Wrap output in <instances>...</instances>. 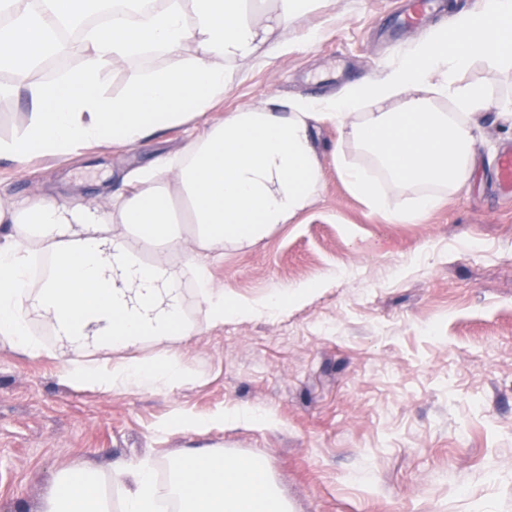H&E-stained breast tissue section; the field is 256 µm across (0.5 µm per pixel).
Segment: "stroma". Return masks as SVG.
<instances>
[{"mask_svg": "<svg viewBox=\"0 0 512 512\" xmlns=\"http://www.w3.org/2000/svg\"><path fill=\"white\" fill-rule=\"evenodd\" d=\"M405 4L323 0L233 64L223 98L195 125L136 148L90 145L22 166L0 158V196H83L111 212L113 196L131 191L130 169L175 153L225 113L329 97L381 75L423 34L391 32ZM169 62L139 57L105 72L101 87L123 95ZM458 81L489 97L468 185L411 223H385L350 193L332 151L360 164L367 156L320 124L313 205L254 245L201 260L212 284L243 302L318 289L275 316L214 328L205 294L184 279L193 331L170 351L193 383L104 390L68 378L56 340L35 355L0 343V512H40L58 477L87 471L120 512L113 468L125 462L152 467L159 496L170 497L185 448L260 459L292 512H512V193L496 179L512 127L495 119L512 71L479 62ZM28 104L23 90L0 97V139L23 133Z\"/></svg>", "mask_w": 512, "mask_h": 512, "instance_id": "35a3bbf8", "label": "stroma"}]
</instances>
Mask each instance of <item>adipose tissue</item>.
<instances>
[{"label":"adipose tissue","mask_w":512,"mask_h":512,"mask_svg":"<svg viewBox=\"0 0 512 512\" xmlns=\"http://www.w3.org/2000/svg\"><path fill=\"white\" fill-rule=\"evenodd\" d=\"M93 0H46L40 11H18L0 24V71L17 84L41 60L65 52L58 23L78 18ZM313 0H170L152 10H116L107 30L85 42L82 67L31 92L32 111L21 139L0 140V157L25 164L32 154L58 156L117 140L139 146L153 133L202 119L223 97L228 65L252 57ZM195 42L186 57L182 48ZM161 52L168 66L142 74L114 97L100 87L109 67ZM512 68V0H484L477 13L431 26L411 52L378 77L348 84L319 100L245 107L190 138L176 157H159L131 171L137 192L118 196L111 215L89 204L38 197L19 207L0 198V342L35 354L26 331L37 315L72 352L68 376L108 390L164 373L189 375L176 356L152 366L124 359L111 370L84 364L88 343L115 350L149 338L171 344L187 335L181 270L166 250L193 261L200 251L252 245L314 203L321 187L316 127L336 122L369 158L340 161L350 191L389 224H407L434 207L439 192L473 175L472 117L487 101L479 84H457L475 62ZM451 110H442L444 102ZM396 185L419 188L414 206H391L373 170ZM309 286L270 296L263 304L234 302L210 286L207 322L248 319L282 310L312 294ZM173 493L180 512H290L264 463L236 454L187 449L174 461ZM123 512H156L154 474L120 464ZM45 512H107L93 475L61 478Z\"/></svg>","instance_id":"adipose-tissue-1"}]
</instances>
